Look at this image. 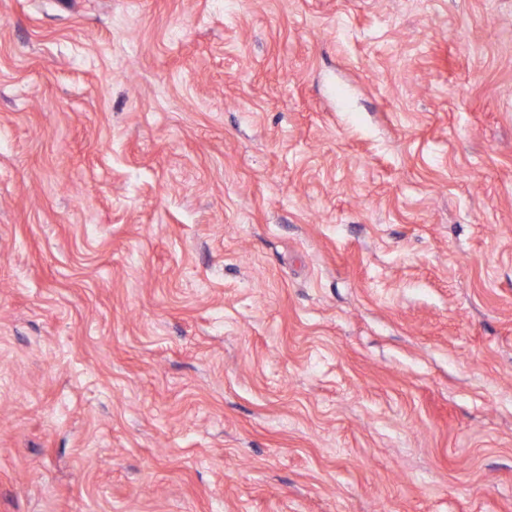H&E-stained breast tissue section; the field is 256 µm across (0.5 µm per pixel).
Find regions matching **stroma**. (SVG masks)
I'll return each mask as SVG.
<instances>
[{"label":"stroma","mask_w":512,"mask_h":512,"mask_svg":"<svg viewBox=\"0 0 512 512\" xmlns=\"http://www.w3.org/2000/svg\"><path fill=\"white\" fill-rule=\"evenodd\" d=\"M0 512H512V0H0Z\"/></svg>","instance_id":"obj_1"}]
</instances>
